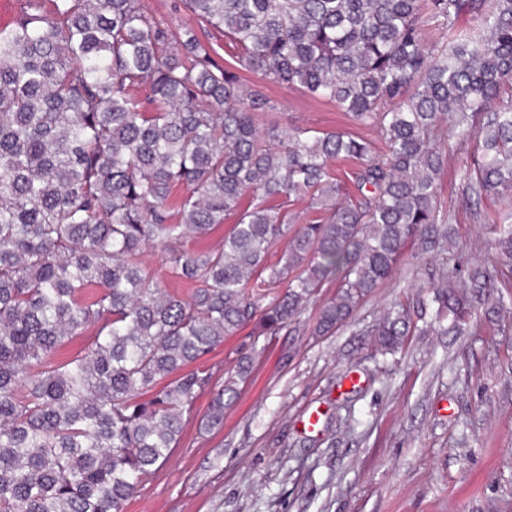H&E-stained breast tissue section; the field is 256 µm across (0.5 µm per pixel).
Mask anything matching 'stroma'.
<instances>
[{
    "instance_id": "obj_1",
    "label": "stroma",
    "mask_w": 512,
    "mask_h": 512,
    "mask_svg": "<svg viewBox=\"0 0 512 512\" xmlns=\"http://www.w3.org/2000/svg\"><path fill=\"white\" fill-rule=\"evenodd\" d=\"M280 125L343 131L378 143L335 104L268 86ZM439 198L454 210L448 252L493 267L485 214L495 197L461 206L466 153L448 139ZM408 244L392 280L330 336L313 327L317 300L260 357L222 428L186 422L169 461L126 512H512V273L464 331L436 323L431 291L412 289ZM423 295L403 349L381 355L367 333L390 302ZM318 413L319 425L304 420Z\"/></svg>"
}]
</instances>
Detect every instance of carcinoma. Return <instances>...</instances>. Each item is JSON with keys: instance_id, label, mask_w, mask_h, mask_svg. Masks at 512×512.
<instances>
[{"instance_id": "cac0c4a2", "label": "carcinoma", "mask_w": 512, "mask_h": 512, "mask_svg": "<svg viewBox=\"0 0 512 512\" xmlns=\"http://www.w3.org/2000/svg\"><path fill=\"white\" fill-rule=\"evenodd\" d=\"M179 6L240 68L336 104L383 147L268 120L265 86L142 0H26L0 29V512H125L211 387L206 356L224 339L250 326L272 340L334 278L313 329L327 336L408 243L448 251V135L475 142L462 204L512 202V0ZM339 159L359 163L346 180ZM299 201L320 217L292 233ZM230 214L221 246L184 247ZM493 224L496 263L512 267V208ZM150 244L180 287L145 271ZM459 263L442 258L432 301L464 323L465 289L493 293L497 272L463 278ZM412 324L395 302L370 343L393 354ZM91 327L83 354L57 356ZM256 354L225 372L201 429L224 425ZM195 29L198 32L199 37L204 40L205 42H208L214 50L216 51V54H214V57L217 61L222 63L223 65H234L236 67H239V65L236 63V61L230 56L229 48H227L224 45V36L220 35L219 33L207 29L204 25L198 24L196 21L191 20L190 21Z\"/></svg>"}]
</instances>
